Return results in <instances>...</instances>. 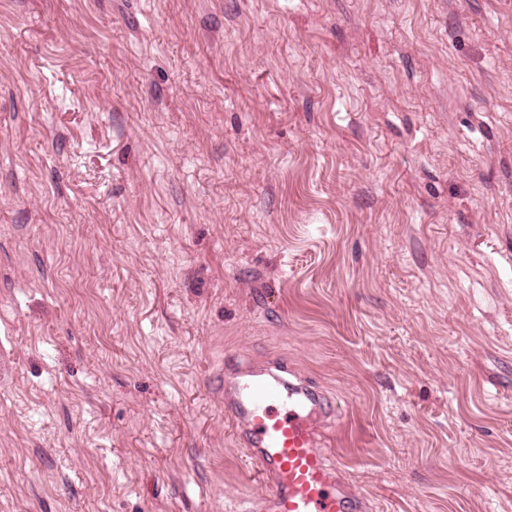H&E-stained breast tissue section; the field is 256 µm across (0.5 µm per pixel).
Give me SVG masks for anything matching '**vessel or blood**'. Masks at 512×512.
I'll return each instance as SVG.
<instances>
[{"label":"vessel or blood","instance_id":"obj_1","mask_svg":"<svg viewBox=\"0 0 512 512\" xmlns=\"http://www.w3.org/2000/svg\"><path fill=\"white\" fill-rule=\"evenodd\" d=\"M287 371L224 364V417L263 486L244 512H370L367 499L338 480L330 458L324 433L333 402Z\"/></svg>","mask_w":512,"mask_h":512}]
</instances>
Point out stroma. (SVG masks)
I'll use <instances>...</instances> for the list:
<instances>
[{
	"mask_svg": "<svg viewBox=\"0 0 512 512\" xmlns=\"http://www.w3.org/2000/svg\"><path fill=\"white\" fill-rule=\"evenodd\" d=\"M228 356L512 512V0H0V512L259 496Z\"/></svg>",
	"mask_w": 512,
	"mask_h": 512,
	"instance_id": "1",
	"label": "stroma"
}]
</instances>
